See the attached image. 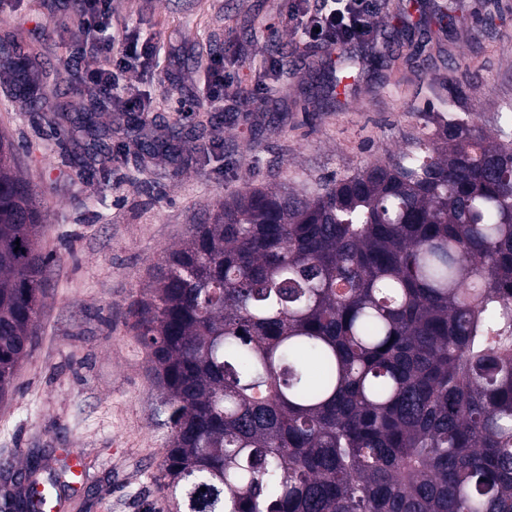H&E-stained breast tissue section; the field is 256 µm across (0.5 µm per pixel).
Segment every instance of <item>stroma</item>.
<instances>
[{
  "mask_svg": "<svg viewBox=\"0 0 512 512\" xmlns=\"http://www.w3.org/2000/svg\"><path fill=\"white\" fill-rule=\"evenodd\" d=\"M380 48L305 44L283 0H112L139 38L164 46L160 66L129 79L151 103L156 138L174 152L150 155L123 116L112 129V169L88 175L97 139L80 125L59 135L45 112L23 108L0 83V131L47 201L40 245L49 254L38 338L0 404V493L11 462L54 464L81 449L80 490L61 487L63 512H172L154 477L168 439L148 352L129 307L165 250L245 184L311 192L325 178L409 152L430 113L474 112L486 129L512 115V0H373ZM465 19L440 31L435 17ZM78 25L65 0H0V40L36 53L47 105L80 116L95 92L54 83ZM233 84L218 116L202 96L215 56ZM383 66L373 67V56ZM355 63L348 89L334 85Z\"/></svg>",
  "mask_w": 512,
  "mask_h": 512,
  "instance_id": "stroma-1",
  "label": "stroma"
}]
</instances>
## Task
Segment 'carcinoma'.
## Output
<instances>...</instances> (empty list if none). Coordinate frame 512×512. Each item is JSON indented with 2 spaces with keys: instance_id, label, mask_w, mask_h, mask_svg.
Returning a JSON list of instances; mask_svg holds the SVG:
<instances>
[{
  "instance_id": "1",
  "label": "carcinoma",
  "mask_w": 512,
  "mask_h": 512,
  "mask_svg": "<svg viewBox=\"0 0 512 512\" xmlns=\"http://www.w3.org/2000/svg\"><path fill=\"white\" fill-rule=\"evenodd\" d=\"M32 65L7 55L0 80L39 111ZM16 167L1 133V402L49 260ZM130 316L174 512H512V131L438 112L415 151L312 193L248 184Z\"/></svg>"
}]
</instances>
